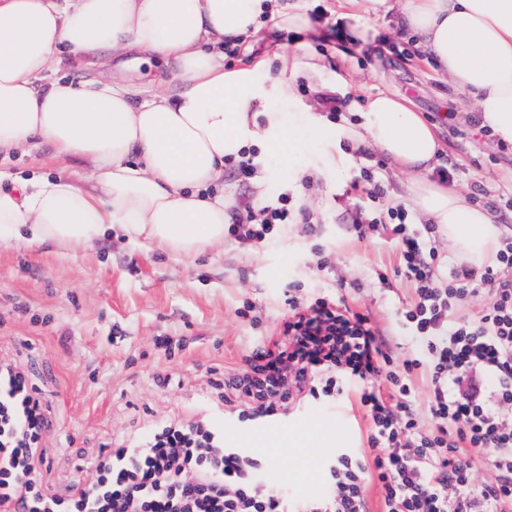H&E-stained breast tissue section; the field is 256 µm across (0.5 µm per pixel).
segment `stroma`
Segmentation results:
<instances>
[{
    "label": "stroma",
    "instance_id": "obj_1",
    "mask_svg": "<svg viewBox=\"0 0 512 512\" xmlns=\"http://www.w3.org/2000/svg\"><path fill=\"white\" fill-rule=\"evenodd\" d=\"M375 43H356L355 66L340 63L336 40L323 39L315 50L327 59L321 93L299 82L300 102L319 105L335 97L342 113L363 111L381 91L408 96L432 123L444 146L442 169L472 203L498 215L512 237V145L493 136L467 137L472 121L461 110L466 101L448 92V83L410 54L408 43L388 21H372ZM264 38L251 51L226 59L230 68L268 60L278 73L280 53L291 51L294 36L266 21ZM118 57L104 51L92 70L77 67L60 53L52 67L69 79L88 72L123 73L141 97L154 90L146 69L129 63L119 71ZM297 161L309 176L297 204L294 223L283 225L271 243L242 244L226 238L223 246L186 258L158 249L136 248L120 230L77 251L23 244L0 245V358L29 370V384L44 395L50 424L39 439L51 467L47 485L71 476L85 482L97 477L94 457L101 448L133 438L151 422L168 418L203 419L213 412L211 371L239 366L249 347L270 336L284 313V292L291 285L329 293L346 286L355 309L369 312L380 336L398 356L414 354L402 312L414 302L416 286L399 276V253L389 230L359 236L354 221L361 209L396 206L395 180L376 152L358 150L351 163L330 168L319 148L304 145ZM372 167L379 197L369 202L352 188L361 167ZM0 171L15 177L41 172L51 176L86 174L79 158H57L45 143L0 159ZM325 268H318L319 258ZM390 275L382 285L378 273ZM254 307L252 320L238 317L243 303ZM325 426L315 465L302 469L292 448H269L261 457L263 481L302 501L323 494L326 463L337 449L367 445V420L356 394L336 404L309 399L292 406L281 419L241 421L237 412L223 416L225 441L277 436L280 424Z\"/></svg>",
    "mask_w": 512,
    "mask_h": 512
}]
</instances>
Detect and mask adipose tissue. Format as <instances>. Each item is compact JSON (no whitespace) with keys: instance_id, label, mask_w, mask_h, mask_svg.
<instances>
[{"instance_id":"1","label":"adipose tissue","mask_w":512,"mask_h":512,"mask_svg":"<svg viewBox=\"0 0 512 512\" xmlns=\"http://www.w3.org/2000/svg\"><path fill=\"white\" fill-rule=\"evenodd\" d=\"M266 15L297 36L281 75L262 60L226 69L225 42L258 37ZM388 17L416 58L466 97L481 126L512 144V0H339L336 12L349 39L364 43L366 20ZM320 37L305 11L276 0H0V153L37 138L89 166L78 179L20 178L0 190V244L74 250L117 226L132 245L197 255L227 234L229 202L219 190L226 159L255 148L276 156L298 183L307 171L296 155L309 139L334 167L348 160L341 143L378 151L402 199L438 226L456 262L490 265L500 246L497 218L432 179L442 145L408 98L378 93L359 120L334 126L306 111L296 124L275 107L294 100L299 80L323 73L311 50ZM103 50L170 59L180 87L169 91L160 75L156 92L141 100L124 79L46 76L60 52L85 58Z\"/></svg>"}]
</instances>
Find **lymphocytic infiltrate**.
Wrapping results in <instances>:
<instances>
[{"instance_id":"lymphocytic-infiltrate-1","label":"lymphocytic infiltrate","mask_w":512,"mask_h":512,"mask_svg":"<svg viewBox=\"0 0 512 512\" xmlns=\"http://www.w3.org/2000/svg\"><path fill=\"white\" fill-rule=\"evenodd\" d=\"M288 194L260 211H231L228 233L242 243L276 237L291 223ZM388 227L399 251L398 274L414 280L418 297L404 312L418 354L399 358L378 337L370 314L349 304V291L289 295L273 336L251 346L238 368L214 383L218 403L244 417H276L307 399L339 401L347 384H361L359 404L369 422L367 449L340 453L328 466V490L291 502L261 483L262 462L224 445L206 422L150 425L129 444L101 449L95 482L72 477L47 495V423L27 371L0 361V512H369L366 492L377 486L381 512H512V237L481 277L453 268L439 275L436 227L420 230L404 207L372 212L359 234ZM494 287L490 306L460 314L482 285ZM430 374L427 399L412 382ZM429 423L421 425L419 409ZM491 482H474L477 459Z\"/></svg>"}]
</instances>
